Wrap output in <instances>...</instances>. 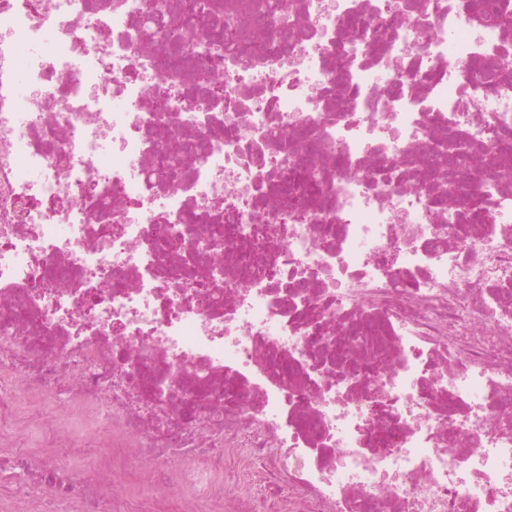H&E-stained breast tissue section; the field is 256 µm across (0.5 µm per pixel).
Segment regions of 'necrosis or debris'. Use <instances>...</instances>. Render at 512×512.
Returning <instances> with one entry per match:
<instances>
[{
    "label": "necrosis or debris",
    "instance_id": "4bbe7bcc",
    "mask_svg": "<svg viewBox=\"0 0 512 512\" xmlns=\"http://www.w3.org/2000/svg\"><path fill=\"white\" fill-rule=\"evenodd\" d=\"M268 54L191 46L214 108L172 85L153 0H0V512H512V184L461 176L447 137L512 129V30L459 0H288ZM151 27L152 55L140 50ZM207 147L177 175L170 141ZM317 156L333 189L307 182ZM59 401L103 429L18 446Z\"/></svg>",
    "mask_w": 512,
    "mask_h": 512
}]
</instances>
